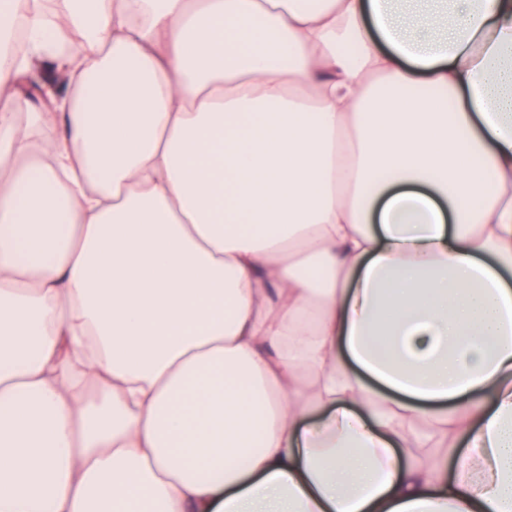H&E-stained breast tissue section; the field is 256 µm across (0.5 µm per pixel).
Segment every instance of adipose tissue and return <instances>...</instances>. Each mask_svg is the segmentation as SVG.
I'll return each instance as SVG.
<instances>
[{
    "instance_id": "1",
    "label": "adipose tissue",
    "mask_w": 512,
    "mask_h": 512,
    "mask_svg": "<svg viewBox=\"0 0 512 512\" xmlns=\"http://www.w3.org/2000/svg\"><path fill=\"white\" fill-rule=\"evenodd\" d=\"M0 11V512H512V0ZM34 72L44 85L45 91H52L58 96L66 93L67 78L55 71L49 65H38Z\"/></svg>"
}]
</instances>
